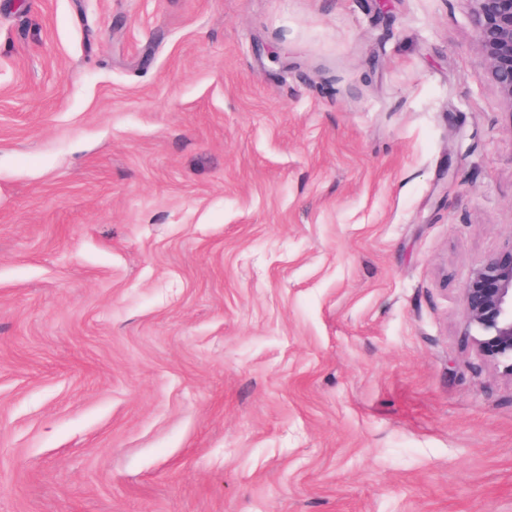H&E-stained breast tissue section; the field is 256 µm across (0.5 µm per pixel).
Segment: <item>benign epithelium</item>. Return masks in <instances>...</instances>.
<instances>
[{"mask_svg":"<svg viewBox=\"0 0 512 512\" xmlns=\"http://www.w3.org/2000/svg\"><path fill=\"white\" fill-rule=\"evenodd\" d=\"M481 53L479 76L512 103V0H463ZM476 346L512 373V238L478 267L464 288Z\"/></svg>","mask_w":512,"mask_h":512,"instance_id":"7a95c632","label":"benign epithelium"}]
</instances>
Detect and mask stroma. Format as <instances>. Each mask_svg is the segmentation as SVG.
<instances>
[{
	"label": "stroma",
	"instance_id": "1",
	"mask_svg": "<svg viewBox=\"0 0 512 512\" xmlns=\"http://www.w3.org/2000/svg\"><path fill=\"white\" fill-rule=\"evenodd\" d=\"M479 63L459 0H0V512H512ZM464 297L478 351L512 375V238L473 272Z\"/></svg>",
	"mask_w": 512,
	"mask_h": 512
}]
</instances>
